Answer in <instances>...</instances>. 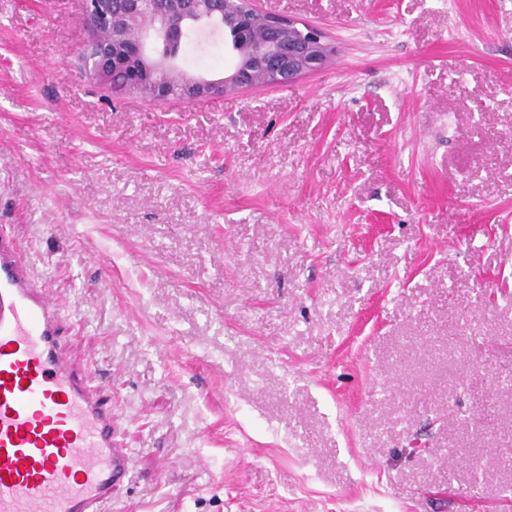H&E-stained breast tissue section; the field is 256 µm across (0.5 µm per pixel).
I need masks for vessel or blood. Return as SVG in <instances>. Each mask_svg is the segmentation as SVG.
Listing matches in <instances>:
<instances>
[{
  "instance_id": "b4317fda",
  "label": "vessel or blood",
  "mask_w": 512,
  "mask_h": 512,
  "mask_svg": "<svg viewBox=\"0 0 512 512\" xmlns=\"http://www.w3.org/2000/svg\"><path fill=\"white\" fill-rule=\"evenodd\" d=\"M64 349L62 311L0 225V512H110L132 469L112 397Z\"/></svg>"
}]
</instances>
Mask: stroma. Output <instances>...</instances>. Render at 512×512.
<instances>
[{
    "label": "stroma",
    "instance_id": "1",
    "mask_svg": "<svg viewBox=\"0 0 512 512\" xmlns=\"http://www.w3.org/2000/svg\"><path fill=\"white\" fill-rule=\"evenodd\" d=\"M263 5L333 61L150 103L0 0V225L112 383V512H512V0Z\"/></svg>",
    "mask_w": 512,
    "mask_h": 512
}]
</instances>
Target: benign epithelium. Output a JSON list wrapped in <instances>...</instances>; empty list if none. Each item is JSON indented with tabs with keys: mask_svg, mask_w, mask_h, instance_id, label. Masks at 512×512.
Returning a JSON list of instances; mask_svg holds the SVG:
<instances>
[{
	"mask_svg": "<svg viewBox=\"0 0 512 512\" xmlns=\"http://www.w3.org/2000/svg\"><path fill=\"white\" fill-rule=\"evenodd\" d=\"M88 31L78 60L95 84L114 90L120 63L147 80L119 88L151 102L194 100L291 81L327 65L335 54L322 28L268 11L261 0H80ZM224 30L232 65L220 77L190 75L178 64L192 28Z\"/></svg>",
	"mask_w": 512,
	"mask_h": 512,
	"instance_id": "1",
	"label": "benign epithelium"
}]
</instances>
